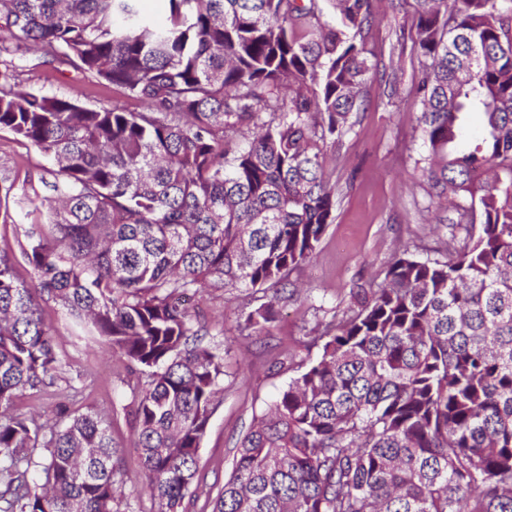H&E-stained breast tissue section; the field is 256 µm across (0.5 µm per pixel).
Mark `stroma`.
<instances>
[{
    "instance_id": "1",
    "label": "stroma",
    "mask_w": 512,
    "mask_h": 512,
    "mask_svg": "<svg viewBox=\"0 0 512 512\" xmlns=\"http://www.w3.org/2000/svg\"><path fill=\"white\" fill-rule=\"evenodd\" d=\"M409 13L406 7L387 12L364 34L372 51L364 110L331 164L341 191L336 220L327 228L311 263L290 273L295 293L268 333L248 335L241 323L254 307L270 299V292L203 288L191 302L193 315L208 327L224 355V394L199 450V481L185 498L187 512H211L253 415L287 386L298 360L321 354L320 325L347 311L353 285L381 282L389 262L401 250L439 259L446 246L457 247L465 240L464 225L437 223L427 209L430 198L421 175L422 148L411 92L419 63L411 47L397 42L400 32L409 28ZM17 64L19 80L30 90L75 97L95 109L111 107L118 97L112 85L71 68L60 73L37 65L31 54ZM391 73L400 79V94L392 99L387 98L381 80ZM53 169V162L36 147L0 131V178L13 185L8 201L0 204V250L12 254L15 273L26 282L33 272L20 245L29 225L47 221L33 202L36 196L47 195ZM42 310L64 364L62 377L79 391L73 410L94 411L109 419L112 439L120 449L117 479L124 481L137 512H156L140 478L126 362L90 333L74 329L59 304L45 302Z\"/></svg>"
}]
</instances>
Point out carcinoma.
I'll list each match as a JSON object with an SVG mask.
<instances>
[{
  "label": "carcinoma",
  "instance_id": "cac0c4a2",
  "mask_svg": "<svg viewBox=\"0 0 512 512\" xmlns=\"http://www.w3.org/2000/svg\"><path fill=\"white\" fill-rule=\"evenodd\" d=\"M0 0V54L31 48L124 98L93 109L0 71V131L56 166L16 277L0 253V512H116L108 419L65 400L41 302L89 325L136 375L134 421L156 512H185L224 393V359L180 298L275 287L334 223L326 151L353 131L363 32L391 0ZM413 94L430 199L470 243L395 255L383 282L298 363L239 442L212 512H512V0H412ZM273 300L244 320L261 333ZM39 472L44 480L33 474Z\"/></svg>",
  "mask_w": 512,
  "mask_h": 512
}]
</instances>
